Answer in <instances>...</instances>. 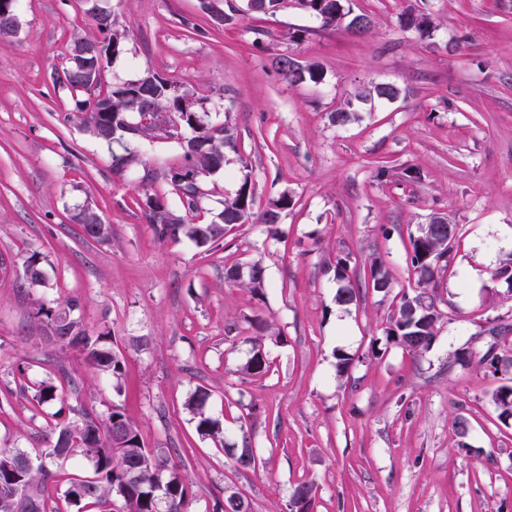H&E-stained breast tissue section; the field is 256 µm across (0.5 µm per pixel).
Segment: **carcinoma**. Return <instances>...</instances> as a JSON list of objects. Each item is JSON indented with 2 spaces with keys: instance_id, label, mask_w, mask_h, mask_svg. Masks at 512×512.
I'll use <instances>...</instances> for the list:
<instances>
[{
  "instance_id": "cac0c4a2",
  "label": "carcinoma",
  "mask_w": 512,
  "mask_h": 512,
  "mask_svg": "<svg viewBox=\"0 0 512 512\" xmlns=\"http://www.w3.org/2000/svg\"><path fill=\"white\" fill-rule=\"evenodd\" d=\"M17 0H0V41L13 37L18 31L15 13ZM84 14L105 35L102 41L74 38L69 46V58L62 71L52 75L54 83L67 87L76 96V112L70 120L87 133H94L104 120L119 125L129 122L132 113L150 112L163 117L179 127L190 129L196 137L208 142L205 151L182 160L150 169L141 177L146 187L163 183L179 196L183 213L174 210L166 194L153 193L142 209L143 220L153 230L160 242L188 238L199 244L223 240L238 224H262L271 236L278 234L281 214L291 205L292 199L284 192L270 205L255 209V194L251 183L243 181L235 193L224 199L220 222L201 223L200 203L204 192L196 182L176 183L165 178V172L188 167L195 176L211 174L224 168V146L234 141V131L229 125H208L202 122L195 110L196 101L176 84L159 73L146 71L139 80L115 90L102 87L104 60L118 55L126 38L112 15V10L102 6L100 0H81ZM294 6L316 17L323 27L340 25L348 16L343 6L335 0H294ZM271 65L290 83L310 79L319 82L322 71L319 65H302L288 55H278ZM86 236L106 240L112 234V225L105 223L97 210L86 206L75 216ZM456 225L448 223L445 216H435L431 223L419 227L411 237L408 261L416 277V288L404 291L391 310L386 327L387 335L405 351L421 354L431 349L443 320L439 304L438 278L454 260ZM334 277L341 286L336 292V302L350 305L357 300V288L348 277V259L339 258L334 267ZM226 278L241 281L254 291L264 287L265 269L254 262L247 271L234 265L226 270ZM367 286L377 292L389 293L390 277L383 267L373 264L367 275ZM57 341L66 348L84 355L85 361L96 371L112 376L121 385L123 362L112 349V337L100 334L90 336L79 321L67 314L50 317ZM486 331L495 336L480 358V364L496 373L512 368V323L508 317L499 316L488 322ZM271 361L264 347L255 344L251 356L242 367L248 376L261 377L269 372ZM210 393L199 388L189 402L196 418L199 434L223 441L220 423L204 411ZM44 403L64 401L63 393L52 382L41 384L35 394ZM499 410V418H512V385L503 384L490 395ZM77 419L56 427L50 436L49 448L37 458L36 463L16 472L0 476V512H59L45 496L47 483L56 477L52 466L58 464L57 448L65 451L66 458L84 457L91 471L85 476L69 480L64 491L65 501L73 512H188L189 487L180 474L168 448L149 449L140 441L136 424L120 409L112 410L108 419L98 421L86 412H76ZM120 433L115 441L113 431ZM137 475L129 480L130 473ZM317 487L308 480L299 482L290 497L289 507L297 512H316ZM214 512H249V505L231 494L218 499Z\"/></svg>"
}]
</instances>
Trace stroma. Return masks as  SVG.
I'll return each instance as SVG.
<instances>
[{
	"label": "stroma",
	"mask_w": 512,
	"mask_h": 512,
	"mask_svg": "<svg viewBox=\"0 0 512 512\" xmlns=\"http://www.w3.org/2000/svg\"><path fill=\"white\" fill-rule=\"evenodd\" d=\"M109 4L127 39L104 84L153 69L235 130L223 171L200 179L205 221L245 179L258 208L284 192L292 204L275 238L241 224L220 245L158 242L142 219L141 168L114 173L122 145L69 122L75 100L51 80L70 41L97 29L80 0H19L18 31L0 44V448L39 457L75 410L104 419L118 406L145 447L178 449L189 512H212L228 491L250 512H288L303 480L317 512H512V425L490 400L512 377L452 359L463 347L481 356V325L512 313V288L493 278L512 258V0H343L372 15L366 34L292 6L253 15L245 0H224L221 24L201 0ZM408 12L432 27L405 26ZM279 54L319 64L321 82H285ZM382 84L399 97H377ZM340 110L351 119L333 124ZM87 204L110 239L74 223ZM437 214L457 227L439 279L445 319L412 355L386 336L391 295L365 288L338 304L334 266L348 257L360 279L378 263L393 292L413 286L410 237ZM34 254L41 284L24 277ZM253 262L260 292L226 278ZM42 307L113 337L121 388L56 342ZM258 318L274 329L263 338L272 366L254 378L241 367ZM45 381L63 402L36 401ZM199 388L223 442L196 430L186 403ZM247 442L256 464L241 468Z\"/></svg>",
	"instance_id": "35a3bbf8"
}]
</instances>
